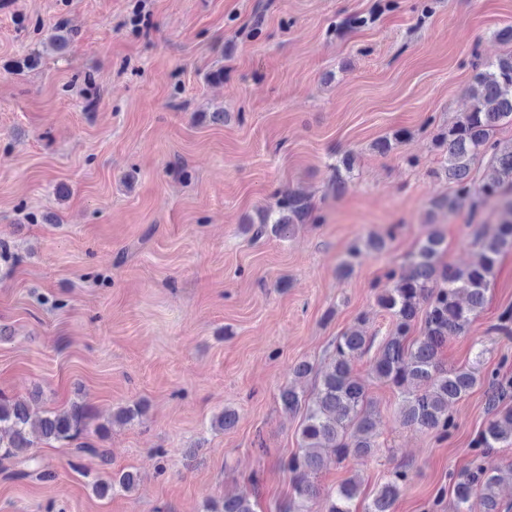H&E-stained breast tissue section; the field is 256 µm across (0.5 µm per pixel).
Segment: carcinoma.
Segmentation results:
<instances>
[{
  "mask_svg": "<svg viewBox=\"0 0 512 512\" xmlns=\"http://www.w3.org/2000/svg\"><path fill=\"white\" fill-rule=\"evenodd\" d=\"M470 92V110L435 138V147L444 155L442 169L448 181V195L434 199V205L450 213L467 210L478 257L465 267L442 262L443 239L431 233L405 264L387 271L393 287L381 289L376 304L392 316L393 328L378 348L373 371L401 396L403 425L432 430L441 439L456 429L455 418L449 412L451 406L475 387H484L490 418L471 442L469 471L453 479L454 512H474L476 507L480 512H500L499 466L490 449L512 446V406H503L512 395V378L500 375L498 368L486 367L484 347L463 368L447 367L439 352L448 338L467 334L484 308L501 255L512 248V148H500L496 139L500 126L512 124V55L478 64ZM479 159L487 160L488 171L477 185L471 171ZM490 202L504 212L492 234L476 224L478 215ZM311 212L309 199L290 194L277 202L276 210L264 212L259 224L252 225L253 238L260 239L269 232L287 237ZM385 249L386 241L379 237H369L363 245L353 246L348 259L338 268L339 276L351 275L361 255L378 254ZM417 321L421 336L410 341L408 336ZM490 332L512 335V307L499 313ZM373 342V337L357 328L336 337L331 361L319 373L311 401H302L289 383L280 389L284 407L291 412L303 410V418L301 451L285 462L293 496L279 512H303L304 504L318 496L319 490L310 476L324 467L320 449L334 448L337 458L343 460L368 457L378 447L376 415L365 387L353 375V363L371 349ZM89 430V414L83 404L34 419L25 402L0 395V448L4 449L5 458L27 467L25 476L45 475L41 460L31 452L36 436L62 446L73 444L78 455L95 458L102 466L109 464L107 451L81 441ZM407 479V470L399 467L392 471L376 491L367 512H391ZM136 481L134 472L119 471L108 482L94 483L93 488L104 496L117 487L130 491ZM359 492L356 480L345 481L330 496L325 512H356L354 502ZM213 512L256 510L249 499L226 494L221 507H213Z\"/></svg>",
  "mask_w": 512,
  "mask_h": 512,
  "instance_id": "1",
  "label": "carcinoma"
}]
</instances>
